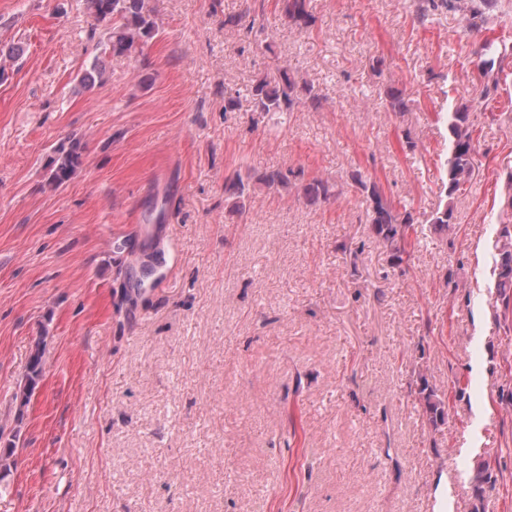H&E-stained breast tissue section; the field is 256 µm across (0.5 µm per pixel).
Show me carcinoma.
Wrapping results in <instances>:
<instances>
[{
    "instance_id": "1",
    "label": "carcinoma",
    "mask_w": 512,
    "mask_h": 512,
    "mask_svg": "<svg viewBox=\"0 0 512 512\" xmlns=\"http://www.w3.org/2000/svg\"><path fill=\"white\" fill-rule=\"evenodd\" d=\"M88 14L98 20L112 21V28L103 43V51L116 56L140 53L143 47L158 34V24L147 0H82ZM416 16L419 22L427 21L428 17L443 10L463 11L466 13L469 26L478 28L483 22L484 8L494 4V0H418ZM276 6L282 16L299 30L311 27L314 23L310 0H277ZM251 17L248 31H265L264 25H256L258 14L254 9L246 7L238 14L224 16V26L236 27L243 18ZM22 52L17 47L7 50L0 49V81L7 79V63L17 62ZM108 82L105 69L98 59H93L90 66L79 79L83 90L96 85L103 86ZM251 96L255 111L268 114L270 112H302L317 109L321 105V97L314 87L301 82L292 73L288 65L277 64L276 74L263 77L251 87ZM448 129V153L443 163L445 181L443 185L446 196L451 197L470 182L475 173V129L469 120L468 107L459 106L445 116ZM84 148L78 139L69 140L68 144L60 145L50 156L46 169V185L57 190L68 183L83 165ZM296 174L280 168L266 170L258 175L242 177L236 171L224 178V197L232 203V210L243 214V201L255 188L264 186L278 193L295 190L297 196L310 205L316 206L340 196L329 178L314 176L310 179L293 181ZM351 180L358 186L366 198L368 208L366 223L376 239L382 242L389 252L390 266L402 268L412 259L410 231L413 230L415 217L410 210L399 211L382 193L375 182L362 180L357 173L351 174ZM453 208L446 204L437 210L430 219L434 230L449 232L452 230ZM498 253L494 255L492 268L493 284L487 293L495 296L500 302L502 313L512 312V232L500 233L496 244ZM43 363L41 350H35L30 360L29 372L23 386L18 388L15 398L21 405H26L38 380L42 376ZM423 413L433 427L445 423L448 418V400L445 394L430 386L428 380L420 378L417 386ZM494 476L490 465L479 462L473 469L471 484L473 489L472 512H483L486 486H494Z\"/></svg>"
}]
</instances>
